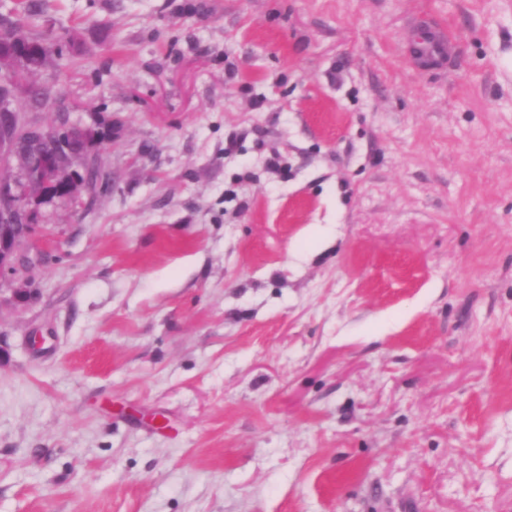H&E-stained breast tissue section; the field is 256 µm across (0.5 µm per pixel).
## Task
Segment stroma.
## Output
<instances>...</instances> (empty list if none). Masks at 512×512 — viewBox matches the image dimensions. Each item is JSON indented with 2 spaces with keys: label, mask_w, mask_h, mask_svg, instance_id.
Listing matches in <instances>:
<instances>
[{
  "label": "stroma",
  "mask_w": 512,
  "mask_h": 512,
  "mask_svg": "<svg viewBox=\"0 0 512 512\" xmlns=\"http://www.w3.org/2000/svg\"><path fill=\"white\" fill-rule=\"evenodd\" d=\"M39 3L0 512H512V0ZM436 35H426L416 44V56L419 60H438L445 56L450 33L445 29Z\"/></svg>",
  "instance_id": "1"
}]
</instances>
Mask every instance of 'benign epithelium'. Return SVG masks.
<instances>
[{
  "label": "benign epithelium",
  "mask_w": 512,
  "mask_h": 512,
  "mask_svg": "<svg viewBox=\"0 0 512 512\" xmlns=\"http://www.w3.org/2000/svg\"><path fill=\"white\" fill-rule=\"evenodd\" d=\"M32 67L26 50L18 48L14 53V65L0 74V164L15 163L22 171V179L18 181L0 180V271L11 266L18 248L32 236L35 218L27 205L30 194L45 200L67 198L82 202L81 181L77 172L68 171V167L71 159L78 155L73 143L85 142L87 128L72 122L62 129L32 125L26 128L27 134L39 140H54L55 150L49 155H22L18 151L15 85L8 75L14 70L27 72Z\"/></svg>",
  "instance_id": "obj_1"
}]
</instances>
